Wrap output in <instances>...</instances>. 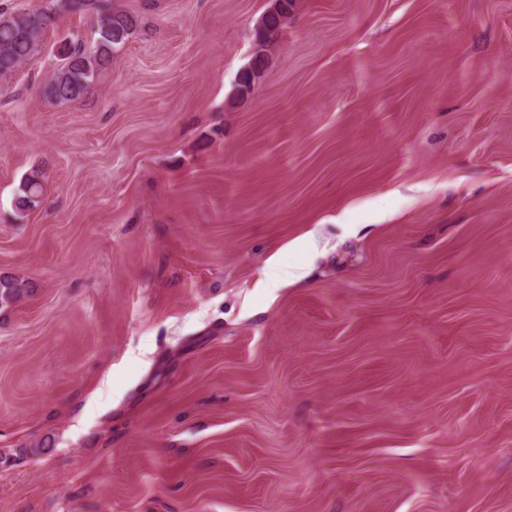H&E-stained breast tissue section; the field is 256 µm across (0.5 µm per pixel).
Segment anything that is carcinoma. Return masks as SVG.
<instances>
[{
    "instance_id": "1",
    "label": "carcinoma",
    "mask_w": 512,
    "mask_h": 512,
    "mask_svg": "<svg viewBox=\"0 0 512 512\" xmlns=\"http://www.w3.org/2000/svg\"><path fill=\"white\" fill-rule=\"evenodd\" d=\"M294 6L285 0L278 14H263L254 26L255 50L249 69L237 82L236 94L242 99L254 91L265 75L270 50L279 40L281 29ZM60 13H90L95 16V38L90 44L74 35L60 48L61 64L44 87L46 98L64 103L84 97L99 71L112 63L113 54L125 43L138 24L131 13L112 7L111 0H49L42 10L0 13V79L10 78L22 65L34 61L42 52L50 26ZM44 173L33 169L20 183L16 207H34L42 194ZM25 285L0 278V308L20 302Z\"/></svg>"
}]
</instances>
